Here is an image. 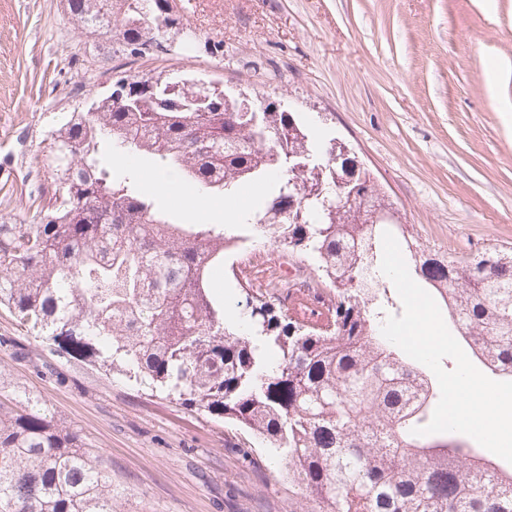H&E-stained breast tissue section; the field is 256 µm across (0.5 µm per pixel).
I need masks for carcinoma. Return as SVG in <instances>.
<instances>
[{"label": "carcinoma", "mask_w": 512, "mask_h": 512, "mask_svg": "<svg viewBox=\"0 0 512 512\" xmlns=\"http://www.w3.org/2000/svg\"><path fill=\"white\" fill-rule=\"evenodd\" d=\"M146 0H67L85 36L113 35L136 58L180 15ZM121 100L77 106L50 133L54 202L33 224L0 222V307L55 352L121 375L150 396L224 420L265 442L305 512H512V468L455 432L414 435L440 398L427 367L381 334L398 312L380 271L391 232L450 327L493 375L512 380V247L466 257L376 224L391 203L364 173L366 205L341 203L314 136L291 112H232L180 80L128 74ZM108 148L128 162L107 167ZM171 171L204 196L274 179L242 223L311 256L323 288L288 286L274 303L244 295L228 318L212 272L240 236L233 224L179 222L144 178ZM0 512H116L112 470L46 404L0 399Z\"/></svg>", "instance_id": "carcinoma-1"}]
</instances>
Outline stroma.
<instances>
[{"label":"stroma","instance_id":"stroma-1","mask_svg":"<svg viewBox=\"0 0 512 512\" xmlns=\"http://www.w3.org/2000/svg\"><path fill=\"white\" fill-rule=\"evenodd\" d=\"M195 49L129 71L267 98L349 144L424 245L512 246V0H175ZM113 40L86 57L65 0H0V219L36 221L53 192L47 131L111 86ZM214 280L275 293L285 249L249 226ZM45 402L112 469L119 512H295L250 433L105 380L0 308V391Z\"/></svg>","mask_w":512,"mask_h":512}]
</instances>
